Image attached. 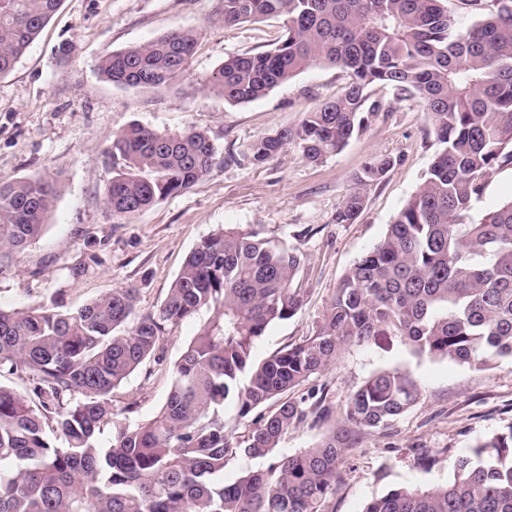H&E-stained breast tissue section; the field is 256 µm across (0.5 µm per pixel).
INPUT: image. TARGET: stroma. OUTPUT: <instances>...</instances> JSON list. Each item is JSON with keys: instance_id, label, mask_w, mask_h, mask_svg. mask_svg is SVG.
Instances as JSON below:
<instances>
[{"instance_id": "35a3bbf8", "label": "stroma", "mask_w": 512, "mask_h": 512, "mask_svg": "<svg viewBox=\"0 0 512 512\" xmlns=\"http://www.w3.org/2000/svg\"><path fill=\"white\" fill-rule=\"evenodd\" d=\"M220 7L221 0H62L13 70L0 75V180L42 174L59 187L39 241L14 253L10 271L0 274V306L74 312L112 289L132 287L140 312L156 310L191 249L219 228L237 225L260 229L305 255L299 274L305 303L294 317L269 327L256 358L313 333L354 262L418 190L438 143L419 99L377 84L370 99L378 111L368 113L341 152L312 163L292 145L264 164L241 160L251 142L298 126L305 112L339 95L347 75L318 64L262 99L225 102L210 87L224 60L272 48L282 28L276 20L224 25ZM175 29L195 31L198 45L168 89L121 87L101 75L107 54ZM62 45L68 54L59 53ZM134 122L160 133L205 130L218 162L190 189L126 221L112 216L104 191L124 167L110 150L112 136ZM375 156L395 164L367 188L356 221L336 223L355 173ZM203 322L199 316L170 329L161 359L114 389L117 421L153 418L170 390L172 364ZM398 365L410 368L419 399L389 428L360 437L345 458L330 512H362L369 500L397 487L447 483L452 458L512 422V362L477 370L414 356L397 338L346 349L311 383L325 387L336 414L371 375Z\"/></svg>"}]
</instances>
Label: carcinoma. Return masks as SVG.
I'll list each match as a JSON object with an SVG mask.
<instances>
[{"instance_id":"1","label":"carcinoma","mask_w":512,"mask_h":512,"mask_svg":"<svg viewBox=\"0 0 512 512\" xmlns=\"http://www.w3.org/2000/svg\"><path fill=\"white\" fill-rule=\"evenodd\" d=\"M61 0H0V75L12 70ZM444 0H221L226 25L283 21L276 45L224 60L211 89L231 104L268 95L319 63L345 72L343 92L295 129L252 142L244 158L265 163L288 145L317 162L363 127L373 84L420 99L439 148L415 195L383 237L351 267L316 330L255 359L267 329L293 317L304 253L256 229L226 225L191 250L160 307L137 312L134 288H116L69 313L0 307V374H25L30 388L0 384V512H329L359 434L383 430L418 399L409 369L369 377L310 448L283 455L232 482L238 455L270 456L308 414L331 418L325 389L287 393L336 365L348 346L401 337L416 356L477 369L512 361V199L479 217L474 203L494 168L512 164V0L466 27ZM197 46L192 30L113 51L99 70L115 85L165 89ZM126 161L105 201L131 219L207 176L217 148L205 131L158 133L133 123L113 135ZM394 165L374 158L355 174L336 223L360 214L365 190ZM57 199L34 175L0 181V274L37 241ZM209 313L172 369V385L146 422L115 427L112 391L154 357L173 327ZM256 426L237 435L225 408ZM363 512H512V423L457 458L444 485L399 487Z\"/></svg>"}]
</instances>
